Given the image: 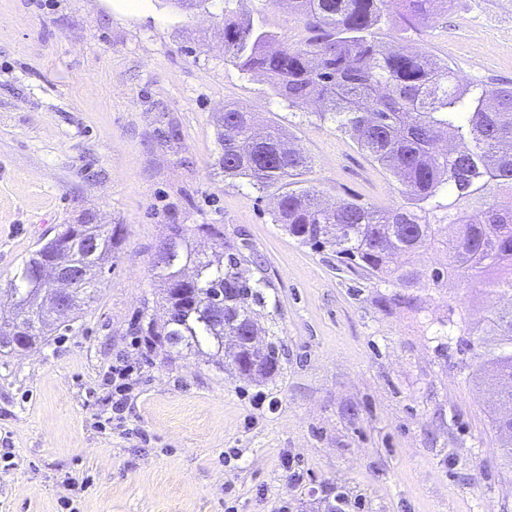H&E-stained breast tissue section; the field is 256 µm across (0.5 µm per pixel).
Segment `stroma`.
I'll return each mask as SVG.
<instances>
[{
  "mask_svg": "<svg viewBox=\"0 0 512 512\" xmlns=\"http://www.w3.org/2000/svg\"><path fill=\"white\" fill-rule=\"evenodd\" d=\"M305 39L288 0H0V285L62 225L121 226L94 299L69 329L0 353V512H512L489 417L496 384L474 382L460 330L502 297L433 284L443 257H413L402 288L349 271L273 221L274 200L225 180L215 121L257 112L308 153L327 202L400 203L395 177L320 107L289 106L230 62L223 17ZM449 63L461 83L512 87V0H448L434 18L383 28ZM172 224L193 248L218 225L264 279L260 327L280 369L249 381L194 354L147 345L162 320L153 259ZM130 367L128 401L107 379Z\"/></svg>",
  "mask_w": 512,
  "mask_h": 512,
  "instance_id": "stroma-1",
  "label": "stroma"
}]
</instances>
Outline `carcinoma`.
<instances>
[{
	"label": "carcinoma",
	"mask_w": 512,
	"mask_h": 512,
	"mask_svg": "<svg viewBox=\"0 0 512 512\" xmlns=\"http://www.w3.org/2000/svg\"><path fill=\"white\" fill-rule=\"evenodd\" d=\"M310 36L289 46L251 18L224 23V46L243 72L263 74L275 94L291 107L318 102L322 117L351 135L361 151L391 173L400 185L402 204L377 208L357 199L334 206L318 203L321 190L307 184L311 158L295 148L274 125L256 113L227 104L217 118V164L224 177L243 179L277 198L273 221L289 236L315 250H331L357 273L402 287L419 280L416 270L398 262L405 255L432 249L445 256L430 278L454 279L485 292L512 294V87L460 83L448 63L411 51L398 41L378 39L380 26L416 27L437 14L444 0H291ZM452 201L445 204L443 195ZM485 198L474 208L458 203ZM197 231L216 239L209 256L192 248L185 230L170 227L168 248L154 261L163 286L167 318L136 327L143 336L177 351L205 355L247 380L279 371L274 343L262 351L244 346L229 353L224 337L243 336L255 324L253 306L262 307V278L240 279V253L224 244L213 224ZM97 258L77 304L94 298L106 265L121 242L120 229L90 228ZM49 258L42 244L22 261L7 284L27 305L28 331L0 344V352L19 353L45 340L53 316L46 311L40 265ZM476 336L477 379L495 376L502 390L493 404V424L502 454L512 460V306L491 309L466 332Z\"/></svg>",
	"instance_id": "1"
}]
</instances>
